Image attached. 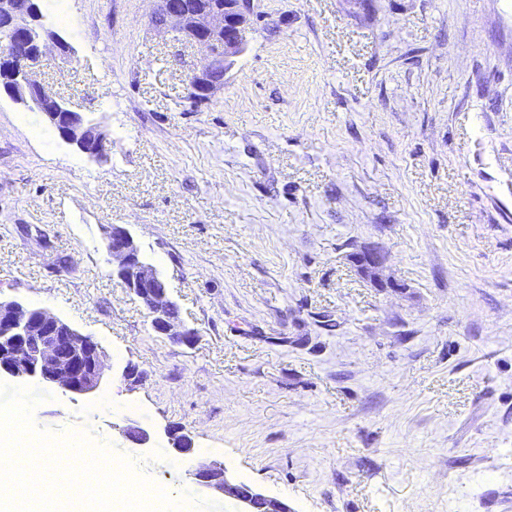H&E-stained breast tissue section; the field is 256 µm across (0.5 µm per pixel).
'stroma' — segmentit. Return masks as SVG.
<instances>
[{
	"label": "stroma",
	"mask_w": 512,
	"mask_h": 512,
	"mask_svg": "<svg viewBox=\"0 0 512 512\" xmlns=\"http://www.w3.org/2000/svg\"><path fill=\"white\" fill-rule=\"evenodd\" d=\"M254 5L196 102L205 52L155 0H41L70 50L35 78L94 113L109 158L0 97V298L106 354L93 395L41 385L39 428L140 461L187 512H236L194 482L212 462L293 512H512V0ZM112 224L194 344L113 277Z\"/></svg>",
	"instance_id": "1"
}]
</instances>
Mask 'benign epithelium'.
Segmentation results:
<instances>
[{
  "label": "benign epithelium",
  "mask_w": 512,
  "mask_h": 512,
  "mask_svg": "<svg viewBox=\"0 0 512 512\" xmlns=\"http://www.w3.org/2000/svg\"><path fill=\"white\" fill-rule=\"evenodd\" d=\"M156 22L173 39L195 44L205 51L190 81L193 90L207 99L224 84V75L247 46L253 0H158ZM0 17L7 19L17 41L0 50V91L17 103L44 114L66 143L96 161L106 158V135L89 115L48 92L33 78L49 43L58 35L42 24L37 0H0ZM107 250L115 261L112 273L146 308L152 330L176 343L190 345L196 333L180 319L178 304L169 294L166 279L142 255L139 245L121 224L107 230ZM366 270L383 263L382 255L368 249L353 255ZM104 352L91 336L84 335L52 312L20 300H0V376L26 383L36 381L65 394L91 395L99 388L105 368ZM173 447L181 454L193 451L189 435L167 429ZM197 484L235 501L238 512H292L283 501L229 476L220 463L201 466L193 473Z\"/></svg>",
  "instance_id": "7a95c632"
}]
</instances>
